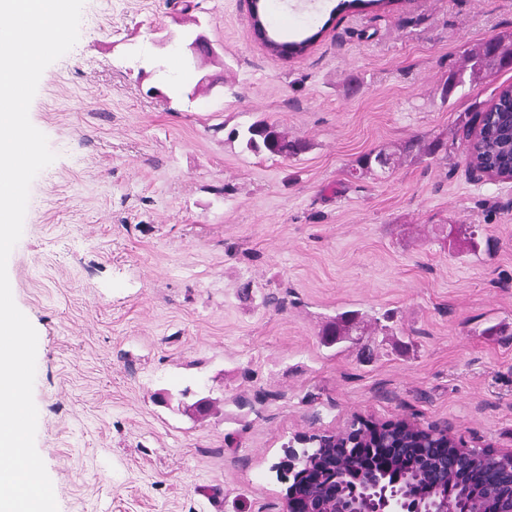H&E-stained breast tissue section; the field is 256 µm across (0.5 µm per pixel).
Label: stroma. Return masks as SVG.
Masks as SVG:
<instances>
[{
	"label": "stroma",
	"mask_w": 512,
	"mask_h": 512,
	"mask_svg": "<svg viewBox=\"0 0 512 512\" xmlns=\"http://www.w3.org/2000/svg\"><path fill=\"white\" fill-rule=\"evenodd\" d=\"M338 4L263 0L274 39L318 37L283 58L248 0H85L43 72L29 118L56 159L7 270L58 512H285L287 443L359 417L512 451V181L472 178L459 139L512 67L443 92L512 38V0ZM195 27L215 84L191 100L173 62ZM259 120L301 151L245 150ZM379 149L392 171L353 173ZM506 66H512V42L506 43L498 38L483 42L466 52L462 65L448 78L444 94L463 86L466 77L475 81Z\"/></svg>",
	"instance_id": "35a3bbf8"
}]
</instances>
